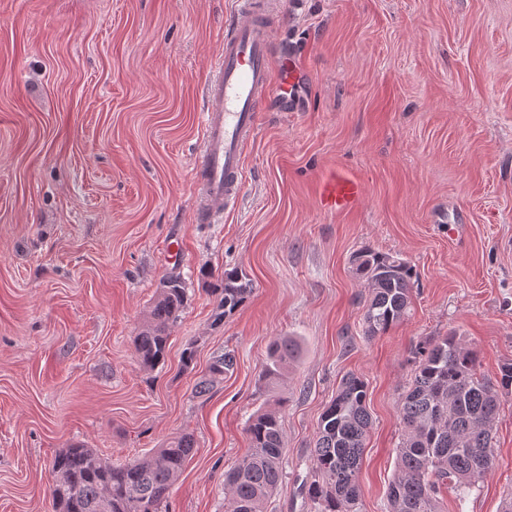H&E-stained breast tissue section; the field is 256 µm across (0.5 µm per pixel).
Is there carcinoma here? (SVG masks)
Returning <instances> with one entry per match:
<instances>
[{"label": "carcinoma", "mask_w": 512, "mask_h": 512, "mask_svg": "<svg viewBox=\"0 0 512 512\" xmlns=\"http://www.w3.org/2000/svg\"><path fill=\"white\" fill-rule=\"evenodd\" d=\"M352 264L370 290L365 332L384 333L407 314L414 269L398 256L370 248L357 252ZM251 291V280L241 270H224V282L211 289L218 298V319L234 314ZM186 303L181 278L167 277L147 322L134 336L143 369L153 371L165 363L169 329ZM297 351L292 338L275 339L262 377L271 383L280 379ZM479 366L477 352L455 331L418 351L411 382L398 403L403 433L396 475L387 490L389 512H439L441 490L468 493L492 471L493 432L512 395V362L501 365L494 383L478 372ZM231 368V355L215 356L200 389L224 380ZM366 398L365 380L348 375L321 414L313 449L318 479L308 490L319 512H356L358 473L371 425ZM246 433L248 453L224 474V512H264L268 498L283 488L284 430L278 411L257 410ZM193 452L189 434L119 465L101 461L90 448H66L51 465L53 512H162Z\"/></svg>", "instance_id": "cac0c4a2"}]
</instances>
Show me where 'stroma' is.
I'll return each mask as SVG.
<instances>
[{"label": "stroma", "mask_w": 512, "mask_h": 512, "mask_svg": "<svg viewBox=\"0 0 512 512\" xmlns=\"http://www.w3.org/2000/svg\"><path fill=\"white\" fill-rule=\"evenodd\" d=\"M280 5L300 109L260 113L236 208L199 224L203 87L234 0H0V512H53L62 449L120 464L184 433L196 452L167 512H224L247 421L281 397L287 464L265 512H318L315 435L350 373L373 422L358 512H387L419 347L454 330L486 377L512 360V0ZM334 173L364 190L344 214L318 201ZM364 248L416 271L408 315L372 337L351 264ZM234 267L252 292L221 320L209 287ZM173 274L188 304L147 372L133 338ZM281 336L299 353L270 386ZM222 353L233 368L199 392ZM495 453L478 487L442 492L443 512H501L512 495V401Z\"/></svg>", "instance_id": "1"}]
</instances>
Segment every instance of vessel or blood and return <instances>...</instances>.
<instances>
[{
	"instance_id": "b4317fda",
	"label": "vessel or blood",
	"mask_w": 512,
	"mask_h": 512,
	"mask_svg": "<svg viewBox=\"0 0 512 512\" xmlns=\"http://www.w3.org/2000/svg\"><path fill=\"white\" fill-rule=\"evenodd\" d=\"M237 12L224 22V49L205 88L204 132L191 175L195 218L213 223L234 209L241 191L246 146L261 111H286L302 77L296 62L280 59L273 32L279 23L273 0H236ZM362 194L351 176L330 175L319 189L328 212H347Z\"/></svg>"
}]
</instances>
